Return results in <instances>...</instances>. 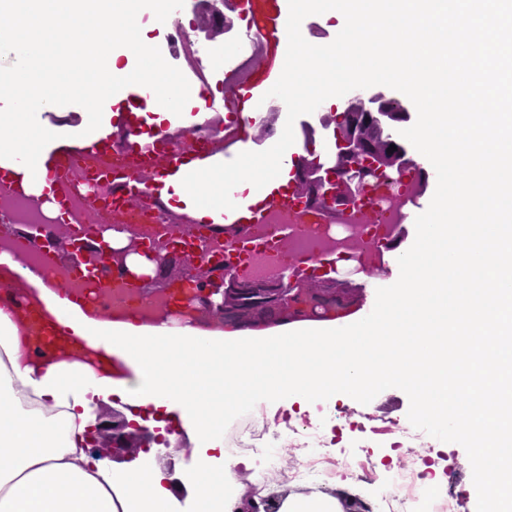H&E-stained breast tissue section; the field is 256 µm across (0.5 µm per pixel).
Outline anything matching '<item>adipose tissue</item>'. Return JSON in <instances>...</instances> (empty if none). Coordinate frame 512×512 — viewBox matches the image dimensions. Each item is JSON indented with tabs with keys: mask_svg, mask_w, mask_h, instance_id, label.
I'll return each mask as SVG.
<instances>
[{
	"mask_svg": "<svg viewBox=\"0 0 512 512\" xmlns=\"http://www.w3.org/2000/svg\"><path fill=\"white\" fill-rule=\"evenodd\" d=\"M320 3L348 32L328 48L295 32L299 50L284 64L289 108L335 103L348 82L388 79L421 114L407 137L438 162L440 194L415 247L391 255L399 290L342 334L323 321L251 336L101 319L0 253V281L35 285L69 339L63 354L39 358L31 330L0 308V512H176L150 460L119 469L87 452L91 397L165 410L194 443L195 512H226L224 483L239 461L224 454L225 417L256 398L360 396L386 382L413 389L420 414L453 420L484 461L483 512H512V408H501L512 405V0H294L293 12ZM141 11V0H0V52L14 58L0 72L9 105L0 170L27 193L55 198L49 153L114 134V107L128 93L144 127L209 117L204 93L180 87L153 56ZM448 42L454 55L437 56ZM48 47L55 59L45 66ZM65 98L80 107L60 111ZM301 148L285 127L262 157L239 143L233 162L216 156L194 182L176 170L152 187L206 224L286 184Z\"/></svg>",
	"mask_w": 512,
	"mask_h": 512,
	"instance_id": "ef3b65f1",
	"label": "adipose tissue"
}]
</instances>
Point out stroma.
<instances>
[{
	"mask_svg": "<svg viewBox=\"0 0 512 512\" xmlns=\"http://www.w3.org/2000/svg\"><path fill=\"white\" fill-rule=\"evenodd\" d=\"M206 9V0H183L179 15L182 30L189 33L194 45L234 54L246 24L238 0H224L223 23L203 28L199 21L205 17ZM141 24L154 56L163 59L169 71L193 79L192 61L184 48H177L173 53L168 50L169 29L157 27L147 15L142 17ZM293 51L290 45L262 42L254 53L248 83L262 108L263 120L255 123L245 119L240 123V134L251 141L254 154H262L269 142L262 133L263 124L296 131L305 117L304 111L290 109L268 94L269 88L282 82L285 76L282 61ZM360 92H381L406 105L408 121L394 124L391 132L404 144L408 157L417 158L418 149L412 140L406 139L404 130L407 125L418 122L419 111L406 89L385 79L363 85L348 83L342 88L346 98ZM400 279L401 271L395 265L380 274L349 277L347 285L353 290L359 315L374 314L376 298L397 290ZM304 417L316 428L331 426L342 433L343 438L332 447L331 455L350 458L352 467L309 466L306 449L301 448L284 423V412L272 411L269 401L265 400L256 408L253 418L259 440L255 448L240 452L244 464L232 478L237 501L261 498L266 502L267 512H278L281 502L287 498L323 494L336 498L341 512H428L426 498L448 494L452 497L453 512H472L469 496L475 491V478L471 454L454 443L450 432L420 437L412 448L402 447L404 429L417 427L424 421L417 412L415 394L407 386L387 385L361 398L344 394L331 396L323 411L311 406ZM192 449L191 442H175L151 456L154 464L167 474L179 512L192 510V489L186 468ZM421 460L441 469L454 468L460 477L456 489H449L447 481L440 478L425 484L423 500L388 508L383 499L386 484L401 468Z\"/></svg>",
	"mask_w": 512,
	"mask_h": 512,
	"instance_id": "stroma-1",
	"label": "stroma"
}]
</instances>
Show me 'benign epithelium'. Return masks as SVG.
I'll return each instance as SVG.
<instances>
[{"mask_svg": "<svg viewBox=\"0 0 512 512\" xmlns=\"http://www.w3.org/2000/svg\"><path fill=\"white\" fill-rule=\"evenodd\" d=\"M406 108L397 100L384 94H357L333 107L319 118L324 136L330 139L336 154L344 159L340 166L321 161L316 151L314 127L305 125V148L314 157L310 170L297 169L293 175V190L302 193L303 184L310 183L328 206L348 208L363 199L368 189L378 181L399 183L409 174L410 161L400 146L385 157L370 148L357 135V125L366 119L390 122L394 112ZM89 213L74 217L83 226V232L68 237L59 232L49 233L40 225H29L26 234L50 252H58L66 245V266L89 271L107 272L117 267L123 273L125 287L143 286L147 280L162 284V290L190 293L199 305L200 322L197 326L211 329L218 326L225 330H263L304 319L316 311L328 318L351 313L353 305L350 289L340 287L342 276L348 274L373 275L377 269L356 266L344 269L336 259L322 256L316 267L305 272L269 265L262 256L253 258L252 264L265 268L261 278L233 272H224V263L204 259L191 252L172 247L168 243L152 241L136 244L128 241L118 247L105 237L104 227L88 224ZM138 254L151 265V273L138 272L127 267V258ZM158 428L133 422L125 417L120 424L110 426L103 421L94 425L89 433L91 453L99 458L136 456L143 447L155 443L169 445L167 439H157Z\"/></svg>", "mask_w": 512, "mask_h": 512, "instance_id": "benign-epithelium-1", "label": "benign epithelium"}]
</instances>
